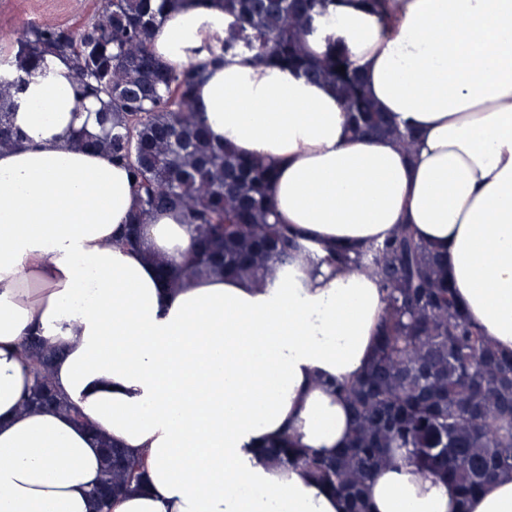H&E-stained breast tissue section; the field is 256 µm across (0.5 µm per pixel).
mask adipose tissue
Masks as SVG:
<instances>
[{
    "label": "adipose tissue",
    "mask_w": 512,
    "mask_h": 512,
    "mask_svg": "<svg viewBox=\"0 0 512 512\" xmlns=\"http://www.w3.org/2000/svg\"><path fill=\"white\" fill-rule=\"evenodd\" d=\"M224 26L213 0H183L152 50L204 69L199 118L273 170L278 222L316 253L411 225L447 255L469 318L512 353V0H384L378 14L332 0L316 17L311 51L347 52L380 111L417 131L411 154L355 137L335 91L296 70L211 64ZM25 81L12 119L26 137L0 153V512H90L104 440L142 458L148 484L112 512H342L261 451L345 445L347 404L316 379L363 375L385 310L377 283L307 260L265 284L188 275L197 234L178 211L155 212L129 244L132 182L72 142L94 112L69 63L46 55ZM162 259L177 285L161 281ZM32 333L71 411L26 406ZM367 496L372 512H512V472L464 502L398 459Z\"/></svg>",
    "instance_id": "1"
}]
</instances>
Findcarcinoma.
<instances>
[{
    "label": "carcinoma",
    "mask_w": 512,
    "mask_h": 512,
    "mask_svg": "<svg viewBox=\"0 0 512 512\" xmlns=\"http://www.w3.org/2000/svg\"><path fill=\"white\" fill-rule=\"evenodd\" d=\"M182 0H104L72 29L31 24L10 43L0 63V150L22 132L9 102L22 77L14 68L45 55L69 57L81 102L99 105L100 133L73 132L82 147L101 149L135 179L139 209L127 232L162 209H178L199 234L188 274L224 273L266 282L305 250L287 225L272 220L273 172L214 142L197 116L195 88L202 72L161 64L151 37L165 10ZM332 0H220L230 19L224 38L208 47L217 57L251 55L288 66L334 88L354 133L392 138L410 150L415 134L399 129L371 101L364 80L340 51L310 55L313 16ZM344 67L345 72L338 71ZM334 261L374 278L385 292L372 360L363 376L327 386L343 396L351 417L348 444L331 456L271 445L265 455L300 467L343 502V512H371L366 488L374 473L400 457L424 473L453 483L462 502L501 473L512 471V353L500 352L473 324L448 283L446 257L401 224L392 237ZM25 351L40 362L29 402L68 410L45 374L51 357L30 337ZM104 475L91 493L92 512H111L112 497L143 474L126 453L101 442Z\"/></svg>",
    "instance_id": "carcinoma-1"
}]
</instances>
